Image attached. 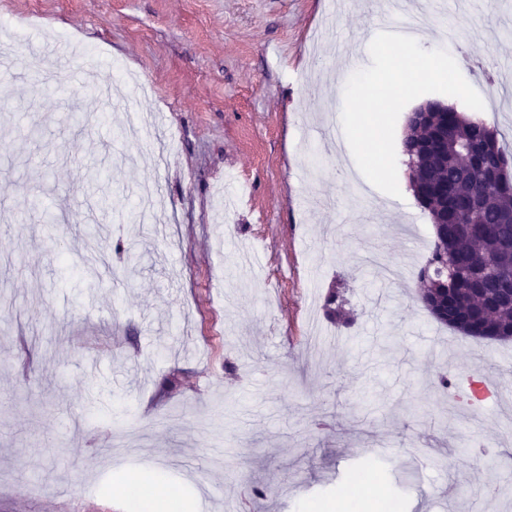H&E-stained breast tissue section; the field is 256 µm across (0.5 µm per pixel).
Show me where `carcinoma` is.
Wrapping results in <instances>:
<instances>
[{"label":"carcinoma","instance_id":"cac0c4a2","mask_svg":"<svg viewBox=\"0 0 512 512\" xmlns=\"http://www.w3.org/2000/svg\"><path fill=\"white\" fill-rule=\"evenodd\" d=\"M430 112L424 139L405 137L402 153L418 164L416 198L432 218L448 225V239H435L424 276L433 265L448 263V286L437 295L452 294L456 307L435 297L419 298L440 324L474 338L506 341L512 336V307L504 304L498 323L480 329L466 312L471 291L488 301L497 299L499 281L512 278V178L507 156L494 129L479 117H465L439 100L428 101ZM476 147L472 167L464 170L457 156L443 154L445 142Z\"/></svg>","mask_w":512,"mask_h":512}]
</instances>
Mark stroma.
<instances>
[{
    "instance_id": "1",
    "label": "stroma",
    "mask_w": 512,
    "mask_h": 512,
    "mask_svg": "<svg viewBox=\"0 0 512 512\" xmlns=\"http://www.w3.org/2000/svg\"><path fill=\"white\" fill-rule=\"evenodd\" d=\"M413 17L512 156V0ZM402 21L382 0H0V512H125L138 489L346 512L363 473L399 512H512V426L464 424L438 385L485 379L512 412V341L430 316L405 163L397 199L324 137V79ZM332 290L353 322L322 320L315 352L309 295Z\"/></svg>"
}]
</instances>
